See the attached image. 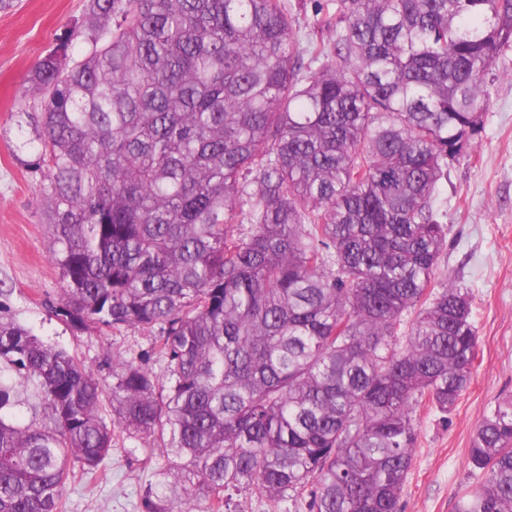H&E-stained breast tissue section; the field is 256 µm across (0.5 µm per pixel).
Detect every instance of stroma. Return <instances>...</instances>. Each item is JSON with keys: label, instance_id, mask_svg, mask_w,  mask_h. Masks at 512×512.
I'll list each match as a JSON object with an SVG mask.
<instances>
[{"label": "stroma", "instance_id": "1", "mask_svg": "<svg viewBox=\"0 0 512 512\" xmlns=\"http://www.w3.org/2000/svg\"><path fill=\"white\" fill-rule=\"evenodd\" d=\"M85 20L84 0H16L0 12V320L68 350L108 381L113 356L162 370L156 332L78 330L55 315L64 282L48 258L53 239L38 198L35 101L24 84L29 69ZM492 72L478 149L448 164V247L438 261L440 272L473 298L478 358L451 411L418 406L414 466L399 512H455L461 494L476 485L467 460L473 430L489 405L512 398V48L500 53ZM161 464L145 440L119 436L107 479L72 483L68 512H138L139 491Z\"/></svg>", "mask_w": 512, "mask_h": 512}]
</instances>
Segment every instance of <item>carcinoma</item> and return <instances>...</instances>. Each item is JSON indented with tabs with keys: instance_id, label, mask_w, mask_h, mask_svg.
I'll return each instance as SVG.
<instances>
[{
	"instance_id": "obj_1",
	"label": "carcinoma",
	"mask_w": 512,
	"mask_h": 512,
	"mask_svg": "<svg viewBox=\"0 0 512 512\" xmlns=\"http://www.w3.org/2000/svg\"><path fill=\"white\" fill-rule=\"evenodd\" d=\"M86 9L26 76L54 313L158 328L164 372L114 358L106 389L0 321V366L46 415H0V512H63L118 430L164 457L141 512H240L243 492L398 512L415 406L450 411L477 357L472 299L437 276L438 201L448 161L477 149L512 0H336L305 32L288 0ZM468 463L479 483L456 512H512V400L475 427ZM8 376L16 384L17 396L13 407L5 413L6 418L22 424L43 423V406L34 393L33 385L14 372Z\"/></svg>"
}]
</instances>
